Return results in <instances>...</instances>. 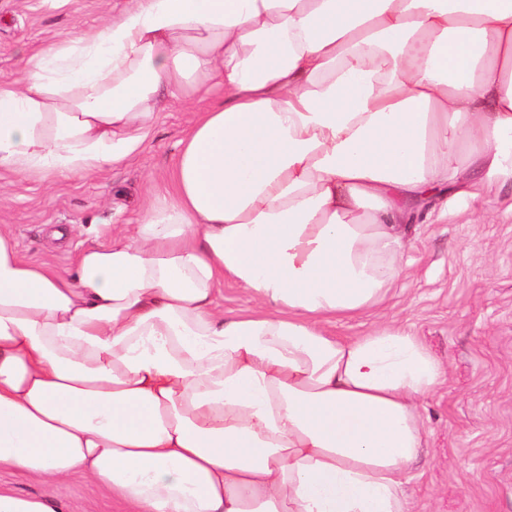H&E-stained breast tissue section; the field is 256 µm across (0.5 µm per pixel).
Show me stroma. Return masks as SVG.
Listing matches in <instances>:
<instances>
[{
	"label": "stroma",
	"instance_id": "obj_1",
	"mask_svg": "<svg viewBox=\"0 0 512 512\" xmlns=\"http://www.w3.org/2000/svg\"><path fill=\"white\" fill-rule=\"evenodd\" d=\"M128 0H0V79L27 58L100 30ZM201 101L156 114L154 135L127 162L86 176H28L0 168V225L20 256L66 274L78 254L137 224L144 204L170 185ZM406 272L377 307L330 331L362 336L405 327L445 365L427 399V444L406 487L411 512H512V219L472 223L452 214L409 230ZM0 490L60 494L63 512H126L80 477L63 486L0 471Z\"/></svg>",
	"mask_w": 512,
	"mask_h": 512
}]
</instances>
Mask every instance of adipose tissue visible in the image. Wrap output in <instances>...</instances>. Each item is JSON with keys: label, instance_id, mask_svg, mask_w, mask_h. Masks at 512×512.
Masks as SVG:
<instances>
[{"label": "adipose tissue", "instance_id": "ef3b65f1", "mask_svg": "<svg viewBox=\"0 0 512 512\" xmlns=\"http://www.w3.org/2000/svg\"><path fill=\"white\" fill-rule=\"evenodd\" d=\"M176 97L210 105L134 230L64 276L0 227V469L130 512H409L446 372L325 327L394 287L408 225L512 216V0H130L0 80V167L122 164ZM217 302L221 309L236 314H250L257 309L251 294L244 287L229 280H225L224 288H221ZM64 512H126L109 494L81 477H72L60 489Z\"/></svg>", "mask_w": 512, "mask_h": 512}]
</instances>
